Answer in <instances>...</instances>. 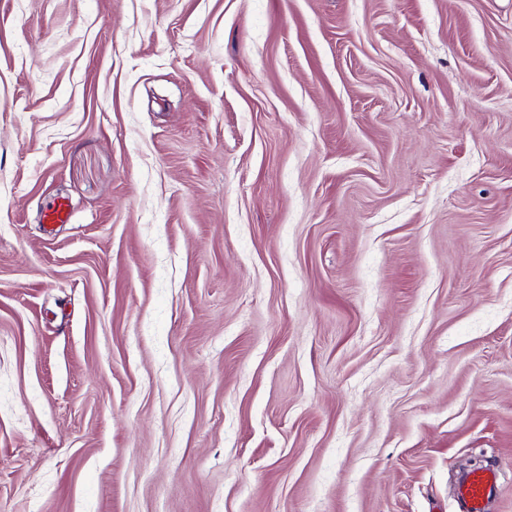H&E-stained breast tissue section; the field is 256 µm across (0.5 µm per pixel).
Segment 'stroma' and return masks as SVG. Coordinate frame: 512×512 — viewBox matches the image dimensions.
<instances>
[{"label":"stroma","instance_id":"1","mask_svg":"<svg viewBox=\"0 0 512 512\" xmlns=\"http://www.w3.org/2000/svg\"><path fill=\"white\" fill-rule=\"evenodd\" d=\"M488 462L512 512V0H0V512Z\"/></svg>","mask_w":512,"mask_h":512}]
</instances>
